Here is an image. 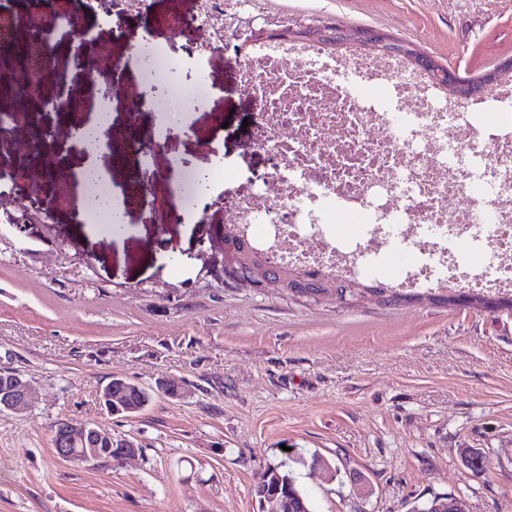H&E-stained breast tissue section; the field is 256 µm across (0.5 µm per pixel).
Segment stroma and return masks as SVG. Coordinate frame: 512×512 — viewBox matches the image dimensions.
I'll list each match as a JSON object with an SVG mask.
<instances>
[{"label":"stroma","mask_w":512,"mask_h":512,"mask_svg":"<svg viewBox=\"0 0 512 512\" xmlns=\"http://www.w3.org/2000/svg\"><path fill=\"white\" fill-rule=\"evenodd\" d=\"M98 19V50L74 80L87 109L112 99L135 116L113 182L145 170L190 180L212 174L206 204L193 190L153 183L149 209L107 236L77 220L69 176L58 179L56 222L28 254L0 253V368L33 386L27 412L0 411V512H258V473L282 463L312 512H411L463 497L469 512H512V314L429 300L291 297L223 284L204 270L225 203L262 175L257 117L233 47L206 49L198 0H146L103 26L99 0H71ZM226 19L328 20L413 43L460 75L512 58V0H224ZM153 43L170 70L161 93L207 86L179 127L146 96L137 55ZM225 170L227 179L216 178ZM64 254H57L56 243ZM91 257L89 278L75 260ZM123 378L153 394L133 415H110L99 393ZM94 421L140 452L119 464L59 460L53 423ZM484 470L467 469L465 451Z\"/></svg>","instance_id":"35a3bbf8"}]
</instances>
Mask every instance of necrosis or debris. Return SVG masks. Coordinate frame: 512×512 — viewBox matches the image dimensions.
<instances>
[{
    "mask_svg": "<svg viewBox=\"0 0 512 512\" xmlns=\"http://www.w3.org/2000/svg\"><path fill=\"white\" fill-rule=\"evenodd\" d=\"M241 81L270 157L231 204L251 243L311 274L512 291V81L479 121L472 102L378 54L268 42L246 50ZM394 251L409 261L392 274Z\"/></svg>",
    "mask_w": 512,
    "mask_h": 512,
    "instance_id": "1",
    "label": "necrosis or debris"
}]
</instances>
